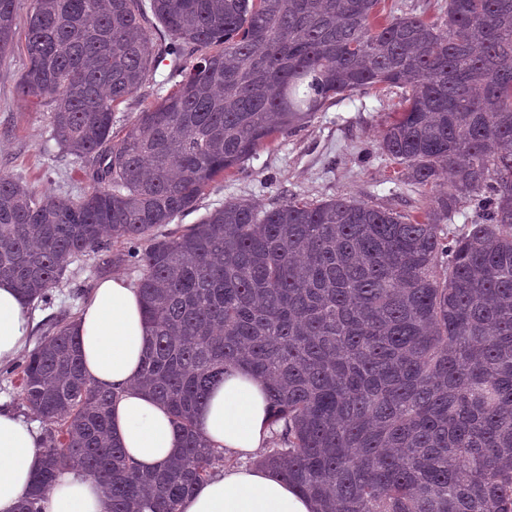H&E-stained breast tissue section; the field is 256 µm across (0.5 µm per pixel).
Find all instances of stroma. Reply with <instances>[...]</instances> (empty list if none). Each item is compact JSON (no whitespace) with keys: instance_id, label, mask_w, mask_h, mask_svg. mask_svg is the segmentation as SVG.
Masks as SVG:
<instances>
[{"instance_id":"obj_1","label":"stroma","mask_w":512,"mask_h":512,"mask_svg":"<svg viewBox=\"0 0 512 512\" xmlns=\"http://www.w3.org/2000/svg\"><path fill=\"white\" fill-rule=\"evenodd\" d=\"M30 0H19L14 48L0 58V166L39 194L78 197L90 183L79 164L61 153L50 138L49 108L23 101L18 84L27 64L26 19ZM141 23L148 31L155 69L137 96L114 112V132L144 105L159 100L182 78L183 61L164 54L167 36L151 7L141 2ZM397 89L334 98L311 122L280 137L268 150L245 161L240 173L225 176L199 199L194 211L177 217L175 226L197 223L207 212L230 199H249L263 207L275 206L296 195L316 203L339 195L371 205L411 211L427 202L423 188L396 177L394 164L378 147L387 112L397 102ZM104 278L91 257L73 261L51 289V301L29 306V346H36L43 332L65 316H77Z\"/></svg>"}]
</instances>
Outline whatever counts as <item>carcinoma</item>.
<instances>
[{
	"label": "carcinoma",
	"mask_w": 512,
	"mask_h": 512,
	"mask_svg": "<svg viewBox=\"0 0 512 512\" xmlns=\"http://www.w3.org/2000/svg\"><path fill=\"white\" fill-rule=\"evenodd\" d=\"M16 3L0 0V57ZM380 3L152 0L189 64L117 137L115 107L156 62L140 0H31L19 94L50 105V138L91 189L37 197L0 170V281L45 303L78 258L140 271L137 384L181 448L155 470L127 461L115 394L89 383L62 319L18 364L49 428L16 512H43L68 467L100 480L109 512H180L230 462L195 417L240 365L268 386L258 464L316 512H512V0H448L436 18ZM392 88L379 146L428 190L422 211L232 199L157 233L328 100ZM462 202L478 216L451 237Z\"/></svg>",
	"instance_id": "1"
}]
</instances>
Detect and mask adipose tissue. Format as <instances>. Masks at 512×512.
<instances>
[{"label": "adipose tissue", "instance_id": "1", "mask_svg": "<svg viewBox=\"0 0 512 512\" xmlns=\"http://www.w3.org/2000/svg\"><path fill=\"white\" fill-rule=\"evenodd\" d=\"M76 330L85 372L96 386L117 398L112 424L128 460L154 469L180 446L167 411L135 383L148 344L137 289L126 279L101 281L79 313ZM27 306L14 284L0 281V362L15 358L29 336ZM197 427L212 447L243 458L264 445L269 431L264 382L247 368H229L196 415ZM42 454L41 434L32 423L0 405V512H14L30 486ZM182 512H314L313 503L274 470L242 465L197 485ZM44 512H108L97 478L63 471L44 498Z\"/></svg>", "mask_w": 512, "mask_h": 512}]
</instances>
